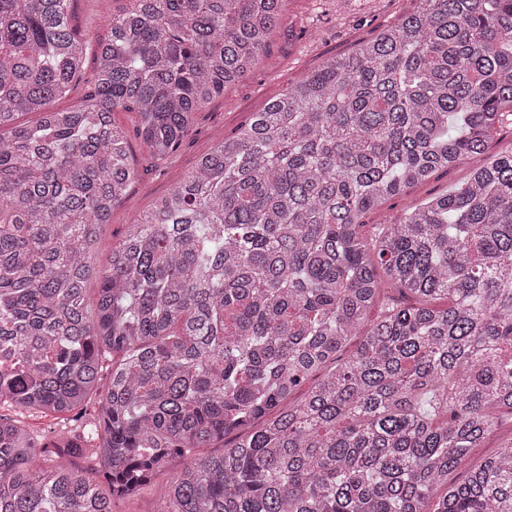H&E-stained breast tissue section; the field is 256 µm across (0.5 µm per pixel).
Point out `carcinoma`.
Returning a JSON list of instances; mask_svg holds the SVG:
<instances>
[{"label": "carcinoma", "mask_w": 512, "mask_h": 512, "mask_svg": "<svg viewBox=\"0 0 512 512\" xmlns=\"http://www.w3.org/2000/svg\"><path fill=\"white\" fill-rule=\"evenodd\" d=\"M284 2L126 0L93 89L52 110L88 50L71 0H0V406L97 405L58 443L0 414V512H114L175 457L160 512H512V438L448 482L512 421V152L362 231L485 151L512 109V0H416L253 113L97 267L136 177L112 114L171 156ZM511 125L510 120L503 124V127L497 128L485 153L470 157L461 167L436 171L425 182L409 187L403 194L387 200L379 209L367 213L363 218L364 223L367 224L365 232L370 234L371 224H384L421 202L449 194L459 181L465 178L469 170L486 165L495 154L510 151L512 149ZM511 428L512 427L510 423H505L498 432L490 436L485 441V443L482 445L483 448H473L470 454V458L465 463H463L457 470L452 472L448 476V478L450 480L463 478L467 474L469 467L478 463L479 461L483 460L484 458L488 457L494 452L501 438L511 434Z\"/></svg>", "instance_id": "1"}]
</instances>
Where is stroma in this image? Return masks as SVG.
Listing matches in <instances>:
<instances>
[{"label": "stroma", "instance_id": "1", "mask_svg": "<svg viewBox=\"0 0 512 512\" xmlns=\"http://www.w3.org/2000/svg\"><path fill=\"white\" fill-rule=\"evenodd\" d=\"M117 6V0H73L70 26L79 37L95 40L105 35L106 22ZM414 6L415 0H285L280 23L257 68L240 82L227 86L196 115L182 147L167 161H154L136 137L140 122L137 113H114V121L132 135L130 162L137 177L101 232L100 264H107L128 223L183 180L202 155L231 136L253 113L262 111L289 84L318 68L326 58L353 51L359 42L373 38ZM511 150L512 126L506 124L497 128L486 153L470 157L464 166L436 171L425 182L367 213L364 222L383 224L421 202L445 196L470 169Z\"/></svg>", "mask_w": 512, "mask_h": 512}]
</instances>
